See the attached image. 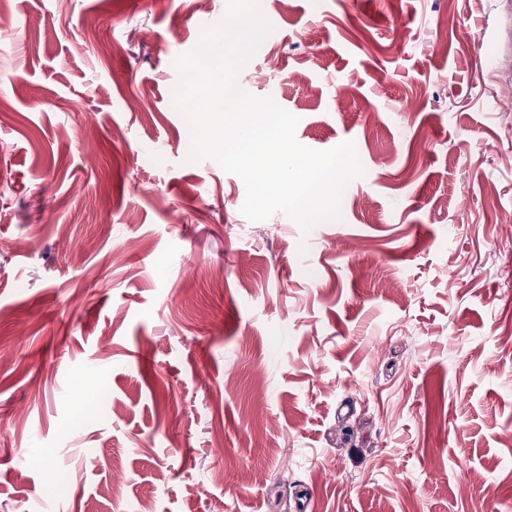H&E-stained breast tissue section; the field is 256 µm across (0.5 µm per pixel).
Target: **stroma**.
<instances>
[{
	"mask_svg": "<svg viewBox=\"0 0 512 512\" xmlns=\"http://www.w3.org/2000/svg\"><path fill=\"white\" fill-rule=\"evenodd\" d=\"M261 6L306 233L188 160L226 0H0V512H512V0Z\"/></svg>",
	"mask_w": 512,
	"mask_h": 512,
	"instance_id": "obj_1",
	"label": "stroma"
}]
</instances>
